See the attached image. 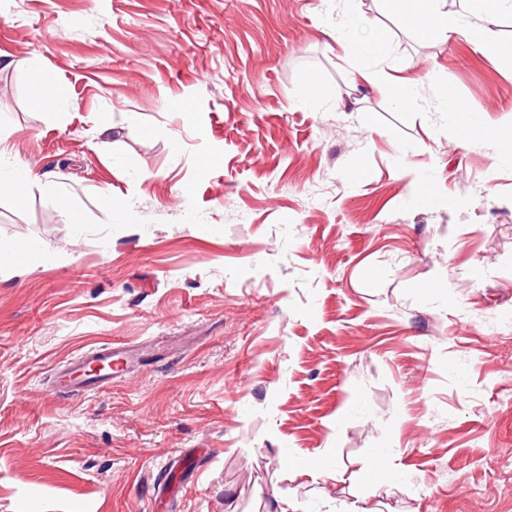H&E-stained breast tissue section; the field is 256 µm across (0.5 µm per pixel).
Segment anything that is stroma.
<instances>
[{
    "label": "stroma",
    "mask_w": 512,
    "mask_h": 512,
    "mask_svg": "<svg viewBox=\"0 0 512 512\" xmlns=\"http://www.w3.org/2000/svg\"><path fill=\"white\" fill-rule=\"evenodd\" d=\"M348 10L381 48L336 0H0V512H512V159L458 129H512V13ZM381 8L401 16L408 27L424 32H440L444 35L466 36L469 32L465 12H445L441 0H379ZM35 103L43 108L56 105L66 97L65 87L56 83L48 74L36 71L33 76ZM115 344L106 343L72 358L54 371V387L60 394L78 395L96 392L112 383V362L120 360ZM97 364L101 370L88 373L90 365Z\"/></svg>",
    "instance_id": "obj_1"
}]
</instances>
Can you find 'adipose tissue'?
I'll use <instances>...</instances> for the list:
<instances>
[{
  "label": "adipose tissue",
  "mask_w": 512,
  "mask_h": 512,
  "mask_svg": "<svg viewBox=\"0 0 512 512\" xmlns=\"http://www.w3.org/2000/svg\"><path fill=\"white\" fill-rule=\"evenodd\" d=\"M384 11L401 16L406 25L425 32L445 35H467L468 16L477 14L492 21L498 13L512 12V0H472L471 13L443 11L441 0H379Z\"/></svg>",
  "instance_id": "1"
}]
</instances>
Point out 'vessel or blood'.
<instances>
[{"label": "vessel or blood", "instance_id": "vessel-or-blood-1", "mask_svg": "<svg viewBox=\"0 0 512 512\" xmlns=\"http://www.w3.org/2000/svg\"><path fill=\"white\" fill-rule=\"evenodd\" d=\"M120 358L115 344L106 343L72 358L54 371V387L67 395L86 394L108 386L112 365Z\"/></svg>", "mask_w": 512, "mask_h": 512}]
</instances>
